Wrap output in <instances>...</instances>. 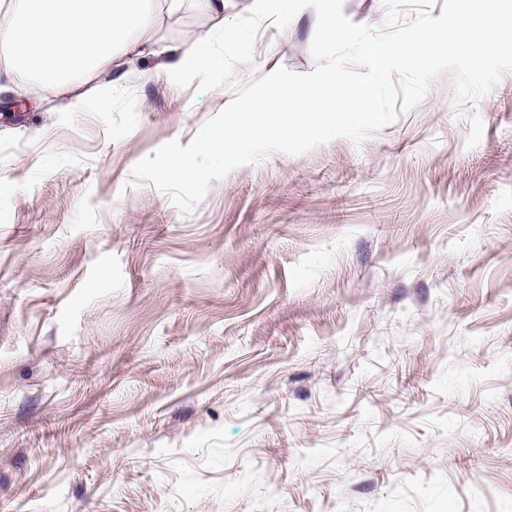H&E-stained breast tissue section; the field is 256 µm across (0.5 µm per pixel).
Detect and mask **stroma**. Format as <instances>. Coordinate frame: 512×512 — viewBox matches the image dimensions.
Returning a JSON list of instances; mask_svg holds the SVG:
<instances>
[{
    "mask_svg": "<svg viewBox=\"0 0 512 512\" xmlns=\"http://www.w3.org/2000/svg\"><path fill=\"white\" fill-rule=\"evenodd\" d=\"M315 27L263 22L236 83L312 71ZM165 61L0 92V512H512V72L186 214L131 170L234 94Z\"/></svg>",
    "mask_w": 512,
    "mask_h": 512,
    "instance_id": "1",
    "label": "stroma"
}]
</instances>
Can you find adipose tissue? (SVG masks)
<instances>
[{
    "label": "adipose tissue",
    "mask_w": 512,
    "mask_h": 512,
    "mask_svg": "<svg viewBox=\"0 0 512 512\" xmlns=\"http://www.w3.org/2000/svg\"><path fill=\"white\" fill-rule=\"evenodd\" d=\"M188 0H14L0 24V46L12 54L0 71L18 95L50 86L74 103H85L84 80L110 70L116 58L150 52L144 28L150 7L166 13Z\"/></svg>",
    "instance_id": "obj_1"
}]
</instances>
